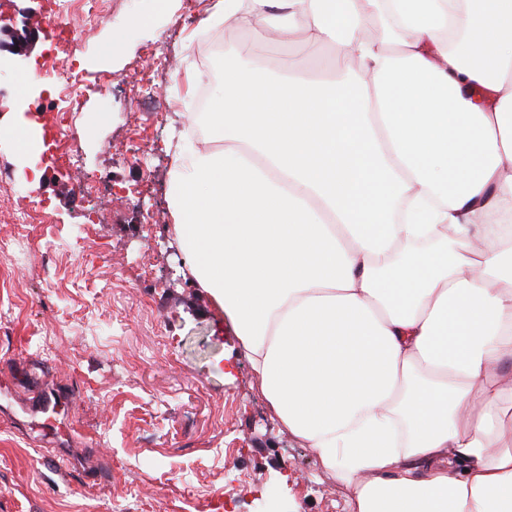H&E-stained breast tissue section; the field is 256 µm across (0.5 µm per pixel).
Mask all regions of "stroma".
Here are the masks:
<instances>
[{"instance_id": "obj_1", "label": "stroma", "mask_w": 512, "mask_h": 512, "mask_svg": "<svg viewBox=\"0 0 512 512\" xmlns=\"http://www.w3.org/2000/svg\"><path fill=\"white\" fill-rule=\"evenodd\" d=\"M215 2L197 0L200 20L190 24L183 0L164 11L155 0H108V17L79 39L74 63L86 72L119 79L137 66L169 70L164 97L172 105L156 127L138 91L119 85L111 101L90 97L78 113L79 164L104 178L82 259L45 251L47 240L69 238L88 206L50 146L40 151V181L24 194L51 223L24 238L0 221V238L18 240L0 269V376L22 390L54 382L69 394L65 452L74 464L60 474L39 432L0 417V512H80L92 499L98 512H346V488L273 419L175 239L173 133L191 129L203 134V150L218 147L195 118L198 91L186 75L218 92L215 62L203 53L218 36L228 51L249 55L248 35L212 20ZM146 15L150 25L131 28V18ZM150 42L157 54L147 53ZM51 48L43 36L27 56L0 64V125L22 119L24 109L53 107V75L43 74L25 103L14 94L15 77L43 73ZM129 138L149 143L142 161L112 152ZM127 194L131 204H120ZM145 263L153 272L146 285Z\"/></svg>"}]
</instances>
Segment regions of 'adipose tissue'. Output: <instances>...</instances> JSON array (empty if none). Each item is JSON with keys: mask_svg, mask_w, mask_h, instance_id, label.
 Masks as SVG:
<instances>
[{"mask_svg": "<svg viewBox=\"0 0 512 512\" xmlns=\"http://www.w3.org/2000/svg\"><path fill=\"white\" fill-rule=\"evenodd\" d=\"M214 8L254 63L204 114L223 150L176 144L174 230L271 411L347 512H512V0ZM299 34L337 78L270 67Z\"/></svg>", "mask_w": 512, "mask_h": 512, "instance_id": "1", "label": "adipose tissue"}]
</instances>
